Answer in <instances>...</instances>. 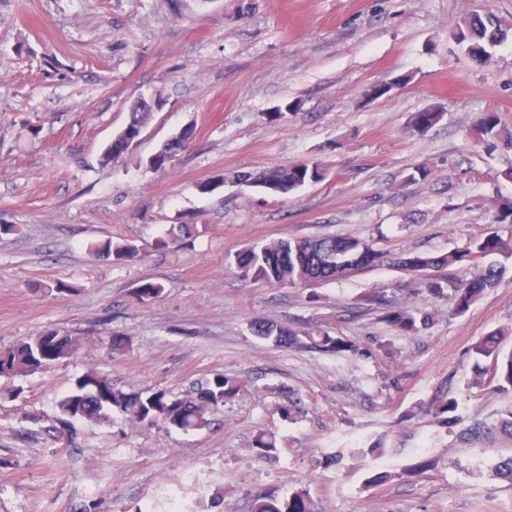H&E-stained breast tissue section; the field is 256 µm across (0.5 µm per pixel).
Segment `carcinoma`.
Here are the masks:
<instances>
[{"mask_svg": "<svg viewBox=\"0 0 512 512\" xmlns=\"http://www.w3.org/2000/svg\"><path fill=\"white\" fill-rule=\"evenodd\" d=\"M458 43L466 46L468 53L478 59L490 57V49L512 37V24L494 14L478 11L464 17L453 33ZM443 118L437 109L417 112L411 119L414 130L420 134L428 132ZM481 144L487 149L500 146L512 149V137L502 134L501 118L496 112L481 114L476 123ZM195 129L187 126L164 145L174 154H179L193 144ZM325 177V169L318 164L299 163L288 167H272L259 173H244L238 181L260 187L269 193L287 194L308 182H317ZM499 224H512V200L497 205L487 231L462 249L444 255H432L419 251H408L395 259L394 265L416 277L421 293L425 297L439 299L453 294L456 309L467 310L491 288L496 287L503 269L493 258L502 256L512 259V236L503 237L497 230ZM97 251L117 263L131 261L140 255V249L131 242L116 244L107 239L97 246ZM384 253L363 238L354 235L323 236L317 238H282L261 246H249L233 256L237 269L255 281L270 285L313 284L337 280L355 271L368 270L383 263ZM466 266L475 269L468 278H458L453 268ZM446 270L445 277L438 279L433 272ZM391 329L398 333L419 332L426 328L430 314L422 304L404 302L385 316ZM253 332L263 338H272L279 346L295 350H314L338 356L354 355L357 348L347 339L330 334L326 330L297 332L295 329L257 320L252 324ZM74 341L68 335L48 330L0 350V376H15L43 369L65 359L74 351ZM471 352L479 359L494 360L489 381L478 376L474 386L488 384L491 393L512 399V352L501 353V334L494 332L479 338L471 346ZM240 391V383L220 372L212 374L198 384L190 397H169L165 391H124L115 387L112 380L97 372H87L78 377L72 390L60 400L62 417L59 422L74 428L77 422L96 423L110 420L118 414L125 419L149 425L180 430H201L208 426V413L232 401ZM459 403L446 395L436 397L429 404V412L436 422L448 427L459 421ZM497 433L512 438V403L500 413L497 424L488 427L473 423L468 435L481 440ZM252 453L267 459L277 455L273 435L260 431L253 439ZM438 461L421 452L405 472L422 476L434 470ZM492 475L512 485V453L502 455L492 468ZM252 512H315V505L304 489L281 492L270 488L257 493L253 498Z\"/></svg>", "mask_w": 512, "mask_h": 512, "instance_id": "cac0c4a2", "label": "carcinoma"}]
</instances>
